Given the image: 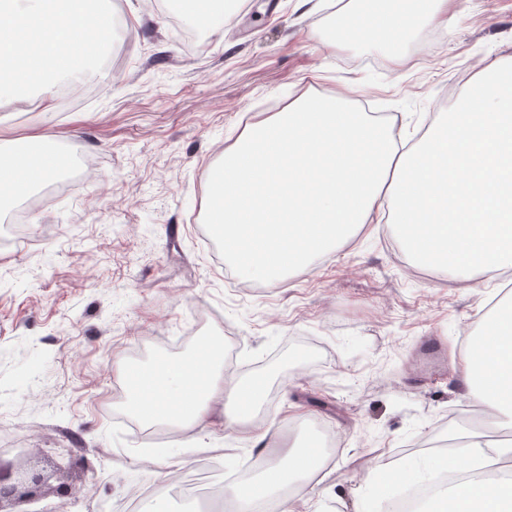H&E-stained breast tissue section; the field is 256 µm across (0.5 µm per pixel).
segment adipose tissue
<instances>
[{"label": "adipose tissue", "instance_id": "adipose-tissue-1", "mask_svg": "<svg viewBox=\"0 0 512 512\" xmlns=\"http://www.w3.org/2000/svg\"><path fill=\"white\" fill-rule=\"evenodd\" d=\"M419 0H367L372 27L363 36L396 46L419 19ZM50 136L18 141L0 140V208L18 202L40 184L56 177L62 164L49 147ZM219 345L204 341L186 359L160 357L139 370L126 389L127 410L147 423L197 426L206 421L212 405L227 402L231 412L225 425L237 429L255 422L263 400L252 384L229 381L222 369ZM456 380L475 404L490 416L512 424V305L488 319L479 336L467 347ZM320 466L315 447L289 448L281 462L270 463L252 482L234 489L232 512H258L280 491L312 476ZM426 512H512V480H462L431 502Z\"/></svg>", "mask_w": 512, "mask_h": 512}]
</instances>
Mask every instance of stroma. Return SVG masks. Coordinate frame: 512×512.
I'll list each match as a JSON object with an SVG mask.
<instances>
[{
	"label": "stroma",
	"instance_id": "1",
	"mask_svg": "<svg viewBox=\"0 0 512 512\" xmlns=\"http://www.w3.org/2000/svg\"><path fill=\"white\" fill-rule=\"evenodd\" d=\"M118 3L133 22L118 67L51 111L0 110V138L49 134L94 168L23 214L0 212V463L45 476L0 512H196L173 477L201 471L222 485L209 501L222 507L243 476L322 427L342 446L297 486L295 512H355L375 495L360 476L379 463L430 479L425 442L481 434L453 370L512 299V274L416 264L382 223L252 282L203 227L207 180L243 120L305 91L342 92L419 140L478 73L512 61V0H448L445 21L417 22L392 50L337 36L363 0H224L195 50L166 12ZM431 335L445 357L420 354ZM203 337L232 350V377L264 384L275 447L226 429L220 407L158 435L113 408L127 370L188 357Z\"/></svg>",
	"mask_w": 512,
	"mask_h": 512
}]
</instances>
